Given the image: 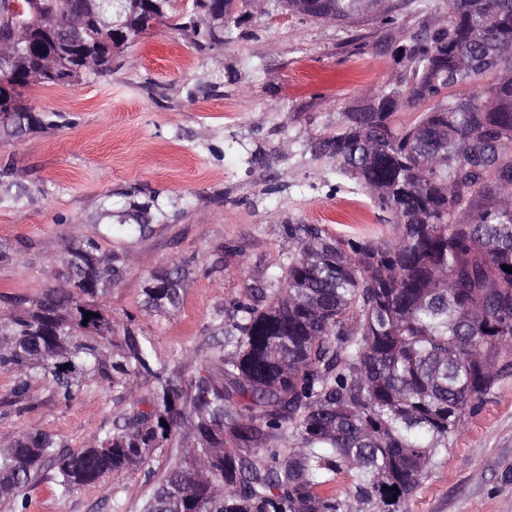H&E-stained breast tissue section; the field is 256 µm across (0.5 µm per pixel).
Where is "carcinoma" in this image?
<instances>
[{
    "instance_id": "1",
    "label": "carcinoma",
    "mask_w": 512,
    "mask_h": 512,
    "mask_svg": "<svg viewBox=\"0 0 512 512\" xmlns=\"http://www.w3.org/2000/svg\"><path fill=\"white\" fill-rule=\"evenodd\" d=\"M13 2L0 0V37L17 23L35 30L33 43L0 55V70L14 74L0 86V122L16 135L41 123L24 104L28 87L109 73L121 46L77 20L80 0H19L20 13ZM160 3L152 24L192 28L204 52L229 42L239 22L237 0H192L189 13L177 0ZM214 4L224 9L217 34L196 22ZM365 9V0H321L316 17L350 24ZM497 15L512 16V0H448L446 26L404 45L403 77L341 112L338 130L313 145L392 214L396 239L288 225L296 249L274 287L233 303L224 353L188 386L166 373L151 337L126 330L118 339L103 299L121 267L97 240L67 248L62 287L1 312L0 371L15 376V404L35 380L65 402L91 382L147 375L154 387L123 426L69 454L41 429L0 438V500L24 497L45 464L68 498L144 466L187 432L191 446L140 512H355L320 493L341 473L357 501L400 512L512 366V274L503 269L512 267V24L481 38ZM44 20L79 22L91 64L68 68L64 48L36 32ZM49 56L54 77L43 70ZM403 101L431 107L400 127ZM164 215L155 199L118 213L106 201L102 217L119 223L103 237H147ZM185 276L180 262L151 275L145 309L178 308Z\"/></svg>"
}]
</instances>
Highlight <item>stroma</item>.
<instances>
[{
  "label": "stroma",
  "mask_w": 512,
  "mask_h": 512,
  "mask_svg": "<svg viewBox=\"0 0 512 512\" xmlns=\"http://www.w3.org/2000/svg\"><path fill=\"white\" fill-rule=\"evenodd\" d=\"M240 10L233 41L215 50L199 52L190 33L159 25L106 75L26 90L42 124L19 138L0 132V238L21 246L0 264V311L61 285V257L98 238L104 198L119 211L157 196L167 218L153 234L102 244L123 269L105 303L117 332L152 337L169 375L186 382L223 344L230 303L269 286L295 250L289 225L395 239L392 215L340 189L335 163L310 144L335 131L342 111L403 75L397 47L421 28L444 26L448 0H404L392 20L345 25L261 13L250 0ZM175 259L189 263L179 308L147 312V278ZM13 384L0 372V432L38 428L76 451L101 428L122 426L154 381L91 385L67 406L42 381L12 405ZM173 455L153 449L148 467L66 499L55 492L54 470L44 469L26 492V512H139ZM402 512H512V369L467 415Z\"/></svg>",
  "instance_id": "stroma-1"
}]
</instances>
